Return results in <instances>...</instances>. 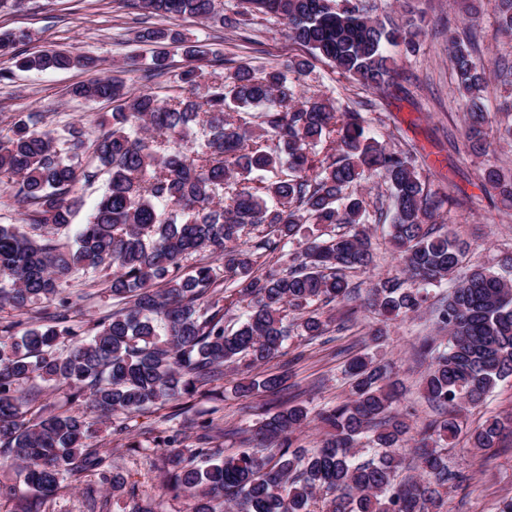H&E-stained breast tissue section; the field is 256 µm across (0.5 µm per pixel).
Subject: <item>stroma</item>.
<instances>
[{
    "instance_id": "35a3bbf8",
    "label": "stroma",
    "mask_w": 512,
    "mask_h": 512,
    "mask_svg": "<svg viewBox=\"0 0 512 512\" xmlns=\"http://www.w3.org/2000/svg\"><path fill=\"white\" fill-rule=\"evenodd\" d=\"M375 5L381 19L400 25L412 19L421 28L413 51L402 56L396 87L367 92L327 63L317 61L310 73L301 77L299 90L307 97L323 94L344 104L369 102L372 135L397 148L415 151L421 171L434 188L452 197L448 227L469 242L468 262L499 270L502 258L512 252V210L492 200L481 187L480 172L486 158L467 146L460 94L450 81L448 30L467 27L463 2L375 0ZM150 24L179 32L183 38L182 44L168 46V68L154 81L143 76L153 47L139 40L142 25L124 0H23L18 7L12 0H0V32H25L23 51L59 48L95 61L90 70L14 71L12 80L0 82V138L10 134L6 116L37 112L50 129L67 122L80 124L85 142H92L110 121L112 105L100 100H71L69 89L96 77L111 76L121 79L130 91L148 90L167 96L180 84L186 66L183 46L187 43L204 46L208 52L207 61L200 63L196 73L200 83L209 79L212 60L224 58L269 68L282 65L293 52L285 26L274 20L241 29H223L186 17H157ZM477 38V57L487 66V105L494 113L500 100L512 97V85H502L497 78L495 61L503 47L512 46V37L496 30L494 0H485ZM66 291L78 325H88L112 306L99 279L71 278ZM353 308L349 330L337 328L342 307H323V316L332 325L327 342L290 336L284 357L252 369L255 377L284 372L289 385L285 398L266 393L239 396L236 386L243 373L228 368L215 383V396L192 400L184 414H176L168 404L131 415L119 413L110 422L95 424L93 442L108 450L111 469L125 477L123 490L112 493L97 476L89 475L80 484L61 488L49 503L48 512H89L92 497L103 512H136L149 501L157 512H192L193 500L187 493L173 495L164 489L167 476L155 448L162 432L180 431L184 446L194 448L196 423L213 410L222 426L231 430L230 436L218 441L225 454L254 447L256 425L286 403L317 411L346 400L350 381L345 365L358 355L373 356L388 366L402 392L401 407L411 420L432 419L433 412L422 397L428 363L416 356L419 339L434 333L429 313L400 317L384 326L363 302H354ZM379 326L385 327L386 333L380 340H372L369 332ZM131 438L136 440V447H128ZM448 463L465 472L470 485L444 494L442 512H490L496 500L512 495V436L487 450L471 448L466 436H459L448 446Z\"/></svg>"
}]
</instances>
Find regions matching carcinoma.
<instances>
[{
    "label": "carcinoma",
    "instance_id": "1",
    "mask_svg": "<svg viewBox=\"0 0 512 512\" xmlns=\"http://www.w3.org/2000/svg\"><path fill=\"white\" fill-rule=\"evenodd\" d=\"M142 16L216 19L240 29L254 21H285L301 53L278 69L239 64L213 69L199 85L197 45L185 48L180 92L161 99L130 95L125 86L95 78L71 90L75 99L115 104L112 127L92 141L83 163L81 129H37L42 117H10L12 135L0 139V173L19 186L31 207L28 226L0 225V305L34 309L39 324L15 332L0 326V457L19 468L34 492L29 512H43L69 478L98 475L120 491L107 452L86 443L91 423L82 404L100 417L134 413L179 401L219 380L221 368L264 365L281 355L292 332L316 340L328 331L315 305L351 299L349 274L375 266L362 184L388 187L393 213L389 244L400 274L370 281L368 307L388 321L422 310L429 289L451 284L433 308L444 347L426 336L417 353L429 360L424 397L441 417L420 425L398 409L387 367L367 355L347 368L348 400L317 413L331 433L314 450L296 434L311 423L299 404L265 419L255 450L221 456L213 439L234 435L214 419L196 422L197 446L180 450V433L158 440L171 488L195 499L193 512H439L442 492L462 476L448 468L443 448L464 430L462 412L485 403L512 379V256L495 272L474 266L458 279L468 244L445 231L450 198L432 189L410 152L370 135L368 113L322 96L298 95L288 73L303 76L311 60L327 62L365 89L382 90L398 74L400 47H413L412 25H388L367 0H236L219 14L215 0H132ZM499 29L512 35V0H496ZM152 43L146 72L167 69L166 46L181 41L168 29L145 28ZM22 33H0V56L18 71L91 69L94 60L65 49L15 53ZM472 40L448 36L450 63L464 105L469 146L489 152L490 113L483 99L485 68ZM107 176L90 220L72 225L79 185ZM484 190L512 208V171L487 161ZM328 233L301 243L305 224ZM67 236L59 243L58 234ZM297 245L286 268L259 259ZM208 253L222 261L182 262ZM111 271L105 291L122 307L107 311L79 335L71 324L64 284L73 274ZM247 302L235 329L229 307ZM39 378L67 391L68 407L41 402L23 384ZM285 378H245L237 392L278 393ZM506 422L486 417L468 431L476 449L497 446ZM421 474L398 479L408 442ZM365 444L374 456L360 461Z\"/></svg>",
    "mask_w": 512,
    "mask_h": 512
}]
</instances>
